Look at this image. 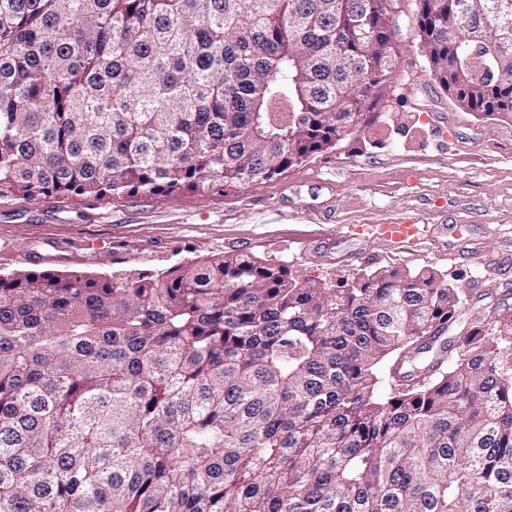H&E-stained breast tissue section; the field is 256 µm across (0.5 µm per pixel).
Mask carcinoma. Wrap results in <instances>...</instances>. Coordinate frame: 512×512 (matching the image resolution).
Returning a JSON list of instances; mask_svg holds the SVG:
<instances>
[{
    "label": "carcinoma",
    "instance_id": "carcinoma-1",
    "mask_svg": "<svg viewBox=\"0 0 512 512\" xmlns=\"http://www.w3.org/2000/svg\"><path fill=\"white\" fill-rule=\"evenodd\" d=\"M414 12L440 87L512 118V0ZM397 55L384 0H0V194L271 180L371 123ZM473 301L248 253L0 275V512H512V306L441 341Z\"/></svg>",
    "mask_w": 512,
    "mask_h": 512
}]
</instances>
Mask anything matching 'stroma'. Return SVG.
<instances>
[{"label":"stroma","mask_w":512,"mask_h":512,"mask_svg":"<svg viewBox=\"0 0 512 512\" xmlns=\"http://www.w3.org/2000/svg\"><path fill=\"white\" fill-rule=\"evenodd\" d=\"M399 48L379 116L282 176L117 202L0 196V275L25 254L63 274L155 275L194 259L252 252L301 276L334 280L364 268L432 269L495 298L512 293V118L454 105L419 47L413 0H392ZM352 224H429L397 249L348 237Z\"/></svg>","instance_id":"obj_1"}]
</instances>
